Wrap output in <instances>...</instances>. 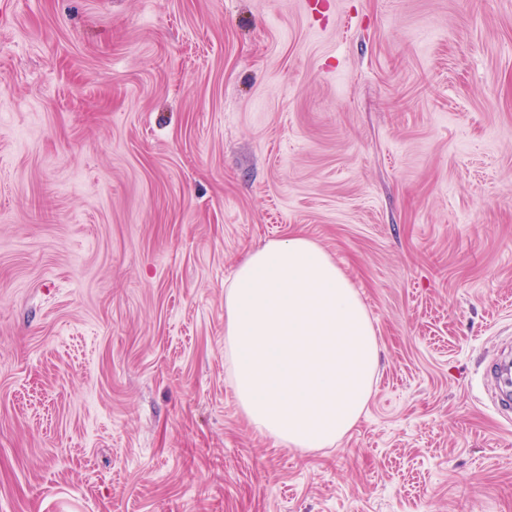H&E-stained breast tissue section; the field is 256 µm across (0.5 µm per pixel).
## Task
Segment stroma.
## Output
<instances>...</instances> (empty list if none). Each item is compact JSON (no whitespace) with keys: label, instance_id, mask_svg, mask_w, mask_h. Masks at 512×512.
<instances>
[{"label":"stroma","instance_id":"obj_1","mask_svg":"<svg viewBox=\"0 0 512 512\" xmlns=\"http://www.w3.org/2000/svg\"><path fill=\"white\" fill-rule=\"evenodd\" d=\"M0 0V512H512V0ZM303 236L380 361L240 410L224 288Z\"/></svg>","mask_w":512,"mask_h":512}]
</instances>
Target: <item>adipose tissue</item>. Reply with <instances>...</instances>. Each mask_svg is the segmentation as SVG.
<instances>
[{
  "label": "adipose tissue",
  "mask_w": 512,
  "mask_h": 512,
  "mask_svg": "<svg viewBox=\"0 0 512 512\" xmlns=\"http://www.w3.org/2000/svg\"><path fill=\"white\" fill-rule=\"evenodd\" d=\"M224 350L241 411L287 448H329L373 392L379 347L348 277L314 241H268L224 291Z\"/></svg>",
  "instance_id": "ef3b65f1"
}]
</instances>
